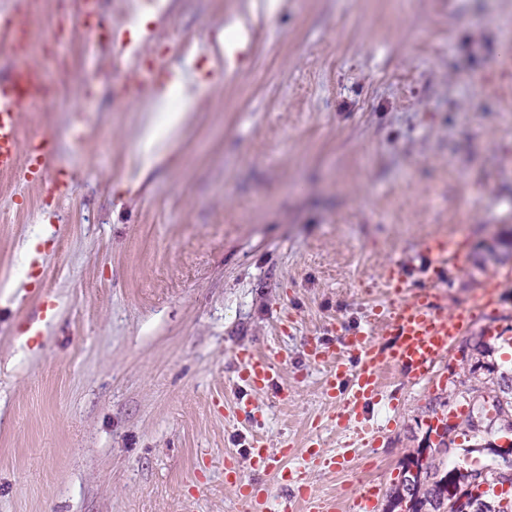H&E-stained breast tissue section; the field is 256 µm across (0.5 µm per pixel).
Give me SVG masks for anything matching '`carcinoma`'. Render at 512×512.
Returning <instances> with one entry per match:
<instances>
[{"instance_id":"1","label":"carcinoma","mask_w":512,"mask_h":512,"mask_svg":"<svg viewBox=\"0 0 512 512\" xmlns=\"http://www.w3.org/2000/svg\"><path fill=\"white\" fill-rule=\"evenodd\" d=\"M484 375H478V371ZM470 377L477 382L473 391L480 397L492 399L495 419L505 422L508 430L512 431V375L498 372L497 364L483 365L475 362L468 369ZM454 426H444L443 433L435 444H430L418 450V455L403 466V475L399 484L389 496L386 512H424L433 502L444 496L448 486L453 485L461 495L471 494L473 480L479 479V484L488 486L501 485L509 480L512 474V460L500 471L493 472L492 478L479 471L467 470L460 466L448 467V450L453 440L449 439ZM417 468V473H411V467ZM477 502L481 512H512V501L500 499L489 500L487 492H482Z\"/></svg>"}]
</instances>
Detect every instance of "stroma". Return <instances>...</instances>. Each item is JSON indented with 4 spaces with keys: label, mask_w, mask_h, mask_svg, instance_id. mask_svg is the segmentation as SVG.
I'll list each match as a JSON object with an SVG mask.
<instances>
[{
    "label": "stroma",
    "mask_w": 512,
    "mask_h": 512,
    "mask_svg": "<svg viewBox=\"0 0 512 512\" xmlns=\"http://www.w3.org/2000/svg\"><path fill=\"white\" fill-rule=\"evenodd\" d=\"M267 2L163 0L134 60L87 40L81 0L28 19L55 96L21 128L72 190L0 174V512H247L224 459L256 439L336 512L367 484L384 512L429 429L490 414L454 348L424 385L390 371L364 443L308 345L393 302L388 270L427 287L436 239L438 305L475 311L460 343L512 359V257L485 258L512 238V0ZM236 23L228 71L212 35ZM161 58L194 102L147 168L160 92L130 82ZM241 350L280 352L277 385L240 386ZM312 438L349 467L303 461ZM425 249L432 256L431 265L428 269V277L427 279L434 283L439 279L440 273L443 271L444 266L447 265L448 258L456 257V254L452 250L450 243L446 244L445 242H439L435 246H432L430 243L425 245Z\"/></svg>",
    "instance_id": "stroma-1"
}]
</instances>
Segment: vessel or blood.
<instances>
[{"label": "vessel or blood", "instance_id": "obj_1", "mask_svg": "<svg viewBox=\"0 0 512 512\" xmlns=\"http://www.w3.org/2000/svg\"><path fill=\"white\" fill-rule=\"evenodd\" d=\"M0 47L15 60L11 69L0 74V172L20 171L25 179L41 180L51 144L41 135L21 139L19 123L22 112L45 102L49 79L44 70L27 63L28 46L18 45L12 36L5 35L0 37ZM429 253L428 279L434 282L453 250L440 242L430 247ZM473 321V314L463 309L443 313L428 292L376 309L368 327L348 332L342 345L330 348L311 344L309 356L313 362L334 364L323 381L324 399L343 402L348 413L355 416L359 437L374 434L370 410L384 391V370L398 368L411 382H425ZM237 364V378L247 388L265 389L277 378L273 357L242 350L237 354ZM288 454V449L273 450L255 442L247 450V461L251 471L261 475L274 470Z\"/></svg>", "mask_w": 512, "mask_h": 512}]
</instances>
